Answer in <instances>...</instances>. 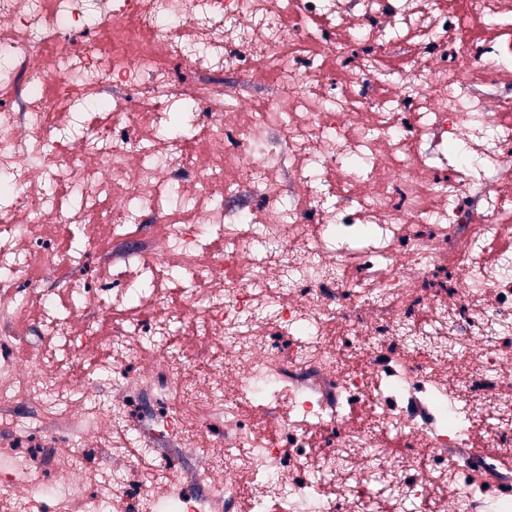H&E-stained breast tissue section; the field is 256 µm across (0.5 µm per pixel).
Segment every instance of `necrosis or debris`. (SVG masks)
I'll list each match as a JSON object with an SVG mask.
<instances>
[{"label": "necrosis or debris", "mask_w": 512, "mask_h": 512, "mask_svg": "<svg viewBox=\"0 0 512 512\" xmlns=\"http://www.w3.org/2000/svg\"><path fill=\"white\" fill-rule=\"evenodd\" d=\"M511 90L512 0H0V512H512ZM114 439L118 441L121 448H125L130 451V453L134 454V460H136L139 468L143 471H149L150 468L153 467V461L140 453V449L138 447L136 437L131 432H126L123 430H118L114 433Z\"/></svg>", "instance_id": "obj_1"}]
</instances>
